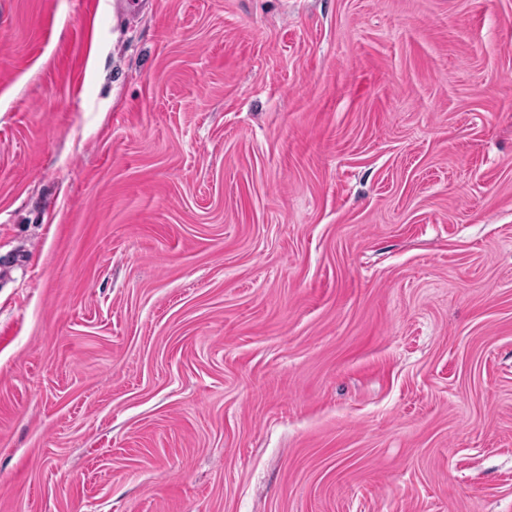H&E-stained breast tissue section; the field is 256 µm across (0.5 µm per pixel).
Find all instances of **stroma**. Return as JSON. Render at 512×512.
Wrapping results in <instances>:
<instances>
[{
    "instance_id": "35a3bbf8",
    "label": "stroma",
    "mask_w": 512,
    "mask_h": 512,
    "mask_svg": "<svg viewBox=\"0 0 512 512\" xmlns=\"http://www.w3.org/2000/svg\"><path fill=\"white\" fill-rule=\"evenodd\" d=\"M0 0V512H512V0Z\"/></svg>"
}]
</instances>
